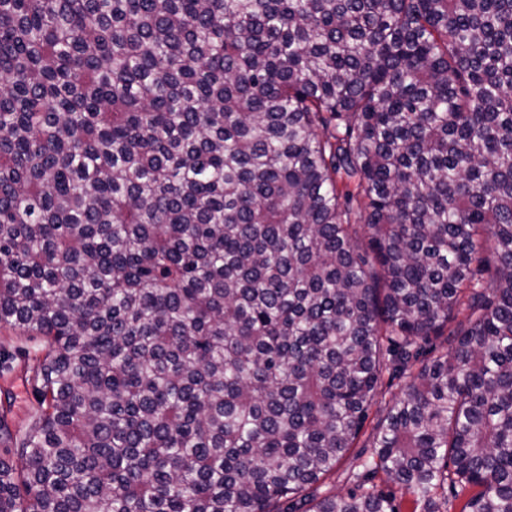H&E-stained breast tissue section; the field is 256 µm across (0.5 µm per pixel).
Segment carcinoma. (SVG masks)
Returning <instances> with one entry per match:
<instances>
[{"mask_svg":"<svg viewBox=\"0 0 512 512\" xmlns=\"http://www.w3.org/2000/svg\"><path fill=\"white\" fill-rule=\"evenodd\" d=\"M1 329L0 512H512V0H0ZM37 342L36 339L29 340L27 336L19 337L16 333L4 330L0 332V385L4 384V379L8 382L13 381V390L15 393L14 421L17 425L24 423L26 413L34 402L31 390L23 385L20 379L15 378L16 373L3 376V367L5 365H16L19 362L17 358V347H31ZM2 376V377H1ZM409 379H393L386 373L382 379L381 387L378 390L372 406L369 410V418L364 430L360 434L353 448L337 464L336 469L326 480L320 492L347 494L354 490L359 483V474L363 469L358 467L361 460L370 455V442L372 428L384 418L389 406L395 398L401 397L409 385ZM371 482L376 485L378 490L393 495L394 505L400 512H413L414 505L411 503L410 497L402 495L399 486L391 482L382 471H378Z\"/></svg>","mask_w":512,"mask_h":512,"instance_id":"1","label":"carcinoma"}]
</instances>
